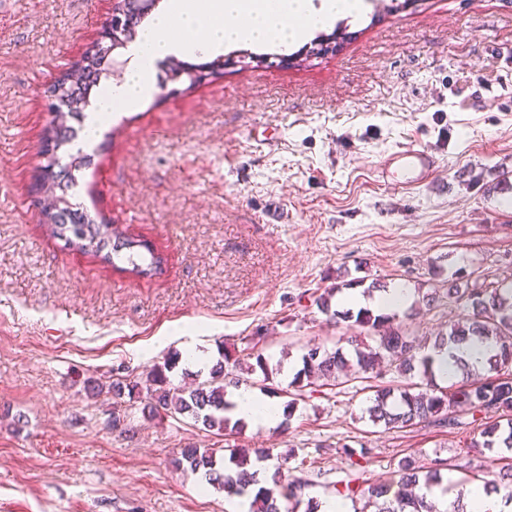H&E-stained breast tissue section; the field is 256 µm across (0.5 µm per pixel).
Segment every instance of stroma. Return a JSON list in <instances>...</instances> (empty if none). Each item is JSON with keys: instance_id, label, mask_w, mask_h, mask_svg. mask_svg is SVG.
Segmentation results:
<instances>
[{"instance_id": "obj_1", "label": "stroma", "mask_w": 512, "mask_h": 512, "mask_svg": "<svg viewBox=\"0 0 512 512\" xmlns=\"http://www.w3.org/2000/svg\"><path fill=\"white\" fill-rule=\"evenodd\" d=\"M366 3L286 48L171 55L140 107L105 126L70 201L162 252L149 277L52 238L34 197L44 90L99 38L112 0H0V512H233L174 464L222 436L186 415L147 419L136 400L113 428L111 395L88 397L87 379L110 384L195 339L238 355L259 334L284 388L304 346L347 345L314 304L337 276L512 284V0ZM212 64L200 83L171 78ZM402 143L440 160L411 194L377 174ZM463 315L444 298L394 324L421 340ZM367 397L326 385L288 424L233 441L287 458L317 499L351 473L347 446L369 449L373 483L409 454L485 463L472 426L388 430L366 419Z\"/></svg>"}]
</instances>
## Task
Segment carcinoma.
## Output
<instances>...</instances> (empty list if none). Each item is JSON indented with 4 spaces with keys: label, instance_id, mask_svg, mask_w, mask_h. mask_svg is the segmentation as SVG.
<instances>
[{
    "label": "carcinoma",
    "instance_id": "cac0c4a2",
    "mask_svg": "<svg viewBox=\"0 0 512 512\" xmlns=\"http://www.w3.org/2000/svg\"><path fill=\"white\" fill-rule=\"evenodd\" d=\"M112 26L102 30L100 40L85 52L81 78L77 82L60 79L50 85L46 92L54 98L51 106L53 118L43 136L41 155L44 163L38 177L39 191L60 200V204L48 214L47 231L50 236L65 245L117 266L123 263L129 271L139 275L161 273L164 258L141 240L125 235L118 227L88 211L75 209L65 199V191L78 183L79 173L89 165L80 155H70L69 163L59 165L61 155L68 153L71 123L84 118V109L90 103L91 94L99 95L101 76L106 71L109 56V32ZM344 285L325 289L315 300L319 312L331 319H347L360 332L347 338L351 351H334L321 345L306 346L301 355L302 368L297 371L291 387L299 389L317 385L319 381L347 382L355 379H370L379 374L382 365L395 368L404 379L416 376L426 381V390L418 391L413 384L375 386L366 408L369 420L386 429H403L422 424L438 427L458 428L464 415L478 423L479 438L472 439L470 447L484 448L494 454L483 469L473 467L469 455H460L449 465L436 460L426 467L412 455L400 458L394 474L388 479L365 485L363 474L369 454L368 449H346L352 459L355 473L340 481L334 496L343 501L363 502V507L354 512H433L427 493L435 487L456 491L461 497L469 486L481 485L491 492H499L512 501V379L503 375L512 374V288L454 289L456 300L465 302L471 314L463 322L452 323L448 330L438 333L428 343L399 328L390 326L394 316L375 314L368 308L353 313L338 311L332 306L335 294ZM489 343L495 351L486 363L478 368L462 359L455 360L456 370L445 385L436 380L432 353L468 341ZM229 358L219 360L209 370L205 379H192L187 385H176L169 373L176 368V360L156 364L141 374L129 372L112 379L110 393L114 404L120 407L124 397L135 394L143 399V411L153 419L161 415L189 413L208 428L235 432L244 422L231 420L227 415L230 404L226 400L227 387L236 388L245 384L259 386L272 396H278L274 387V375L280 367H270V357L263 349L248 347L246 358L232 361L231 371L225 370ZM261 374L259 380H249L243 374ZM495 417H490V414ZM228 455L222 458L224 468L217 469L215 453L190 445L182 449L181 457L191 470L204 471L207 483L219 485L228 498H239V507H248L247 512H280V500L294 501L297 490L308 482L292 478L283 472L287 461L276 467L272 485L261 486L257 491L250 486L257 483L256 473L250 471L251 459H270L266 448H238L225 446ZM449 469L459 477L442 484L441 471Z\"/></svg>",
    "mask_w": 512,
    "mask_h": 512
}]
</instances>
